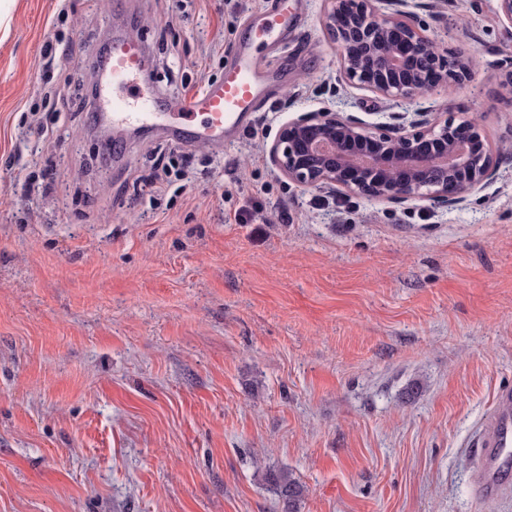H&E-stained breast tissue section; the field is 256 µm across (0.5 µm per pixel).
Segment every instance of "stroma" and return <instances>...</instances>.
Returning a JSON list of instances; mask_svg holds the SVG:
<instances>
[{
	"label": "stroma",
	"instance_id": "obj_1",
	"mask_svg": "<svg viewBox=\"0 0 512 512\" xmlns=\"http://www.w3.org/2000/svg\"><path fill=\"white\" fill-rule=\"evenodd\" d=\"M479 54L427 94L476 119L495 177L455 207L296 184L283 125L397 105L348 84L322 0L270 51L267 102L223 146L92 127L87 61L119 23L177 92L223 76L275 0H8L0 24V512H512L462 443L512 385V29L497 0H422ZM60 39L54 86L40 47ZM197 175L157 195V157ZM264 480L271 484L281 505L280 512H298V504L304 494L302 484L288 469L266 470Z\"/></svg>",
	"mask_w": 512,
	"mask_h": 512
}]
</instances>
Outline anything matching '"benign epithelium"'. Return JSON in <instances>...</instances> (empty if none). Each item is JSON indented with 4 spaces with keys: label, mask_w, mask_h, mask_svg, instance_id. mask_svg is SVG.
<instances>
[{
    "label": "benign epithelium",
    "mask_w": 512,
    "mask_h": 512,
    "mask_svg": "<svg viewBox=\"0 0 512 512\" xmlns=\"http://www.w3.org/2000/svg\"><path fill=\"white\" fill-rule=\"evenodd\" d=\"M323 28L348 83L400 103L436 85L454 89L473 71L471 52H441L422 33L408 0H324ZM272 160L288 179L371 200L427 198L455 206L499 167L479 123L455 122L427 107L409 125L374 127L340 112H307L286 123Z\"/></svg>",
    "instance_id": "7a95c632"
}]
</instances>
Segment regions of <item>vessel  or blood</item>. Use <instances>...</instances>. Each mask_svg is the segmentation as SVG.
<instances>
[{
    "instance_id": "obj_1",
    "label": "vessel or blood",
    "mask_w": 512,
    "mask_h": 512,
    "mask_svg": "<svg viewBox=\"0 0 512 512\" xmlns=\"http://www.w3.org/2000/svg\"><path fill=\"white\" fill-rule=\"evenodd\" d=\"M290 0H279L277 23L259 20L249 48L226 66L222 79L177 96H161L150 80L144 47L113 37L103 59H90L96 76L99 122L105 129L148 126L202 143L219 142L227 129L257 111L266 84L252 49L275 42L276 29H287ZM475 499L512 495V387L497 390L488 411L473 425L466 442Z\"/></svg>"
}]
</instances>
